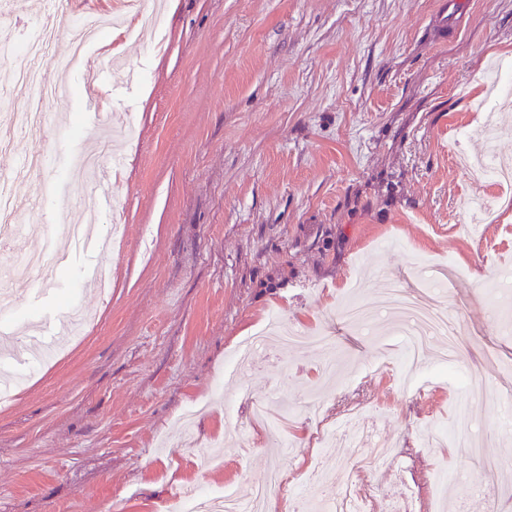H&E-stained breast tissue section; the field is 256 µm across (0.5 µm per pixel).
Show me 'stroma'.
<instances>
[{
  "mask_svg": "<svg viewBox=\"0 0 512 512\" xmlns=\"http://www.w3.org/2000/svg\"><path fill=\"white\" fill-rule=\"evenodd\" d=\"M149 42L105 32L99 48L127 60L101 82L59 75L46 105L53 129L21 133L6 158L15 191L39 199L22 226L92 221L100 236L125 226L118 252L82 253L34 298L11 281L8 319L25 325L73 306L82 338L28 370L0 404V512H164L184 488L249 491L273 465L336 475L355 450L310 439L309 394L324 418L351 408L390 464L362 472L377 487L371 512H393L404 473L421 485L422 512L512 507V478L466 498L429 489L441 467L478 474L424 434L453 427L465 407L487 457L512 463V328L483 297L512 264V210L494 183L458 169L460 153L512 158V124L489 126L495 67L512 61V0H158ZM80 0H20L22 45L43 21L73 26ZM122 114L129 134L112 201L86 205L72 175L97 135V107ZM456 271L444 297L460 321L457 368L485 364V391L467 396L432 373L421 398L401 390L396 328L378 307L388 289L421 291L425 261ZM107 294L86 290L92 265ZM375 308L346 321L351 296ZM280 320L319 330L347 364L322 387V348L273 343L230 365L242 344Z\"/></svg>",
  "mask_w": 512,
  "mask_h": 512,
  "instance_id": "35a3bbf8",
  "label": "stroma"
}]
</instances>
